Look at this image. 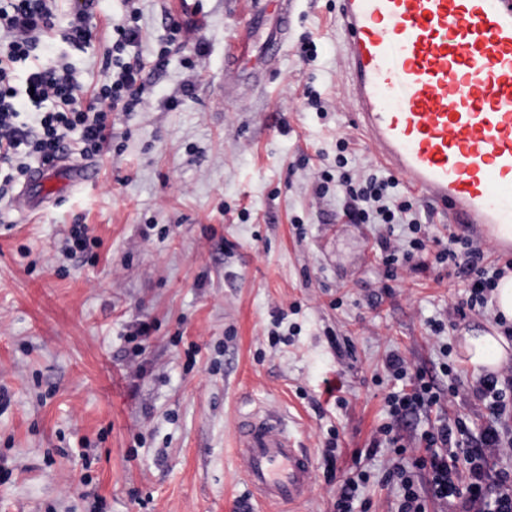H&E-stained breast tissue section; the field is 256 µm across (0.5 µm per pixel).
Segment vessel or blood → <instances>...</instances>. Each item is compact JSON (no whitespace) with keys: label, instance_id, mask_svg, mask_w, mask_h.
<instances>
[{"label":"vessel or blood","instance_id":"obj_1","mask_svg":"<svg viewBox=\"0 0 512 512\" xmlns=\"http://www.w3.org/2000/svg\"><path fill=\"white\" fill-rule=\"evenodd\" d=\"M351 121L375 158L449 223L512 251V0H336ZM85 162L34 170L14 202L40 210L87 184ZM237 456L265 507L304 500L314 465L287 419L252 411Z\"/></svg>","mask_w":512,"mask_h":512}]
</instances>
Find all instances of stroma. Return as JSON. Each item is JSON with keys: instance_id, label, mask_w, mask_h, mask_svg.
Listing matches in <instances>:
<instances>
[{"instance_id": "1", "label": "stroma", "mask_w": 512, "mask_h": 512, "mask_svg": "<svg viewBox=\"0 0 512 512\" xmlns=\"http://www.w3.org/2000/svg\"><path fill=\"white\" fill-rule=\"evenodd\" d=\"M138 6L136 52L167 49V64L147 72L143 111L113 114L96 181L23 219L0 198V512H265L236 459L238 422L257 407L285 416L315 464L308 499L276 512H333L344 473L361 468V512H396L382 479L392 452L368 453L391 388L383 364L401 352L447 388L427 320L465 282L439 267L387 279L378 227L316 193L337 137L360 167L377 163L344 94L336 0H297L284 55L250 90L225 87L224 64L251 0ZM169 13L185 26L172 45ZM123 18V0H99L89 48L70 52L85 86ZM78 224L92 240L72 254ZM476 323L490 320L468 314L446 336L463 384L404 429L407 457L436 418L478 432L461 347Z\"/></svg>"}]
</instances>
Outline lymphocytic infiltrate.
<instances>
[{"label":"lymphocytic infiltrate","mask_w":512,"mask_h":512,"mask_svg":"<svg viewBox=\"0 0 512 512\" xmlns=\"http://www.w3.org/2000/svg\"><path fill=\"white\" fill-rule=\"evenodd\" d=\"M135 2L125 0L128 19L113 29L116 56L86 103L79 72L67 56L41 54L55 29L57 0H0V166L10 170L0 180L1 197L7 195L15 175L27 173L29 158L48 165L68 153L74 143L80 145L82 155L97 154L106 139L109 113L136 112L144 106L143 73L149 66L163 68L166 55L157 53L148 63L138 57L121 59V52L140 40ZM22 62L27 65L24 85L34 90L24 99L15 85L16 66ZM356 165L348 141L337 139L336 154L321 170L317 191L341 199L349 223L383 225L377 245L387 278H395L404 267H454L467 277L468 284L467 296L453 306V315L490 313L493 292L512 273V260L489 262L479 242L460 235L450 236L447 248L428 255L417 205L399 192L398 179L377 169L359 176ZM385 368L395 380L411 384L410 390L385 398L388 420L380 433L397 456L386 479L398 487L397 512H428V499L419 493L410 470L400 461L407 446L398 426L407 417L440 406L443 397H456L462 371L455 364L442 363L448 378V389L443 392L399 353L386 357ZM472 395L487 411L479 433L465 445L462 422L441 421L421 433L425 454L416 459V468L428 472L431 497L454 504L456 512H512V469L498 464L499 459L512 456V370L480 376ZM461 461L470 478L463 490L456 483Z\"/></svg>","instance_id":"obj_1"}]
</instances>
